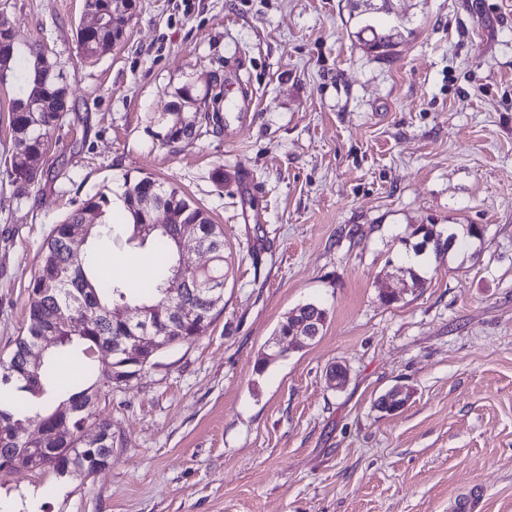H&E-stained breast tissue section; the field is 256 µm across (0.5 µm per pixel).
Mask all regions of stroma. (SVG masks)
<instances>
[{"label": "stroma", "mask_w": 512, "mask_h": 512, "mask_svg": "<svg viewBox=\"0 0 512 512\" xmlns=\"http://www.w3.org/2000/svg\"><path fill=\"white\" fill-rule=\"evenodd\" d=\"M393 13L413 32L378 58L348 0H136L121 42L88 59L84 0H0L20 55L55 61L72 105L21 194L5 172L17 85L0 82V357L50 230L95 193L149 175L224 230L223 311L98 402L111 468L0 475L13 512H451L462 497L512 512V0ZM241 83L254 105L225 113ZM185 91L225 125L169 144ZM421 224L484 238L417 257ZM98 258L142 283L158 261L121 237ZM306 303L328 311L322 336L256 372ZM396 385L407 405L378 410Z\"/></svg>", "instance_id": "35a3bbf8"}]
</instances>
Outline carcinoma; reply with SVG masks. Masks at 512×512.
<instances>
[{
  "instance_id": "obj_1",
  "label": "carcinoma",
  "mask_w": 512,
  "mask_h": 512,
  "mask_svg": "<svg viewBox=\"0 0 512 512\" xmlns=\"http://www.w3.org/2000/svg\"><path fill=\"white\" fill-rule=\"evenodd\" d=\"M357 39L379 56H390L392 36L403 37V21L388 28L378 27L370 14L352 15ZM81 53L91 57L102 43L112 41V29L89 32L77 29ZM0 58L9 61V72L18 75V97L9 112L13 137L26 149L10 157L6 174L18 191L24 192L42 178L37 161L45 154L50 133L60 125L69 111L68 88L57 71L56 64L39 53L32 67L18 56L14 38L0 32ZM210 122L207 112L181 116L173 110L166 133L168 143L189 144L201 135L197 125ZM123 202L127 217L113 220L112 202L104 194L86 199L62 223L55 225L39 253L37 272L29 284L31 301L25 333L17 337L7 357L0 360V436L37 448H51L35 466L30 460L18 461V466L34 472L52 471L58 477L71 476L76 461L89 456H103V447L88 448L81 435L88 419L95 414L101 397L119 386L126 359L112 353V343L130 335L128 322L120 312L140 309L165 338L169 348L189 344L202 336L217 315L218 306L201 309L193 321H177L176 313L165 302V290L181 269L182 247L192 242L212 253L209 267L187 272L200 288L208 289L215 282H224V231L208 213L173 187L151 176L125 180ZM170 213L171 223L154 224L155 210ZM95 219L87 225L90 239L103 245L121 233L126 242L138 247L146 244L166 258L155 278L146 286L130 288L123 281L101 277L85 256L74 255L67 243V231L85 217ZM72 316L61 324L55 319L59 310ZM41 336H59L60 343L51 347L45 359L34 370L24 367L23 354ZM80 354L84 358V373L67 389L58 385V364ZM65 420L71 429L67 440L39 435L31 437L27 428L37 422L50 428Z\"/></svg>"
}]
</instances>
